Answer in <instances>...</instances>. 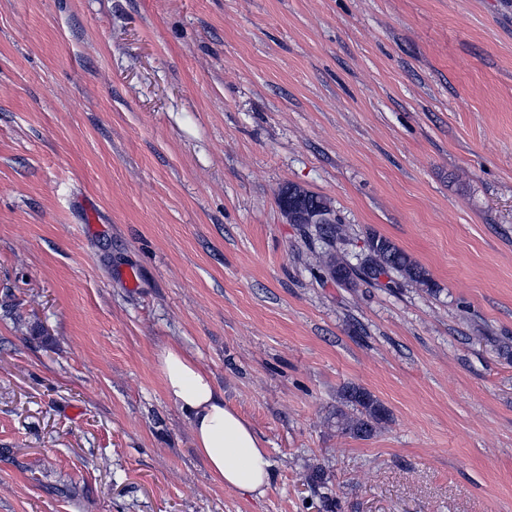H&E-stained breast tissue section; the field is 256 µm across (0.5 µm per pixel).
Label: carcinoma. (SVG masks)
Masks as SVG:
<instances>
[{"instance_id":"1","label":"carcinoma","mask_w":512,"mask_h":512,"mask_svg":"<svg viewBox=\"0 0 512 512\" xmlns=\"http://www.w3.org/2000/svg\"><path fill=\"white\" fill-rule=\"evenodd\" d=\"M314 229L325 245L320 255L321 266L336 283L351 285L354 280L360 279L370 285L388 288L390 284L382 283L381 279H389L395 273L430 293L436 292L427 270L390 239L372 236L368 240L367 255L359 265L352 266L340 251V245L346 242L343 225L316 224ZM389 420L388 409L364 388L349 384L341 389L336 406V429L340 433L367 439ZM309 480L314 487L322 490L324 507H339L330 492V476L323 467L312 469Z\"/></svg>"}]
</instances>
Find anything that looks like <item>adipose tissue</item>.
Returning a JSON list of instances; mask_svg holds the SVG:
<instances>
[{
	"mask_svg": "<svg viewBox=\"0 0 512 512\" xmlns=\"http://www.w3.org/2000/svg\"><path fill=\"white\" fill-rule=\"evenodd\" d=\"M168 400L186 416L197 452L214 482L243 495L264 496L271 484L270 465L253 427L224 401L210 372L176 346L158 355Z\"/></svg>",
	"mask_w": 512,
	"mask_h": 512,
	"instance_id": "adipose-tissue-1",
	"label": "adipose tissue"
}]
</instances>
